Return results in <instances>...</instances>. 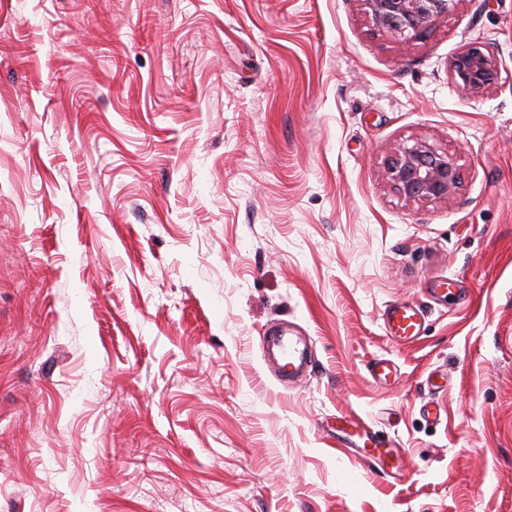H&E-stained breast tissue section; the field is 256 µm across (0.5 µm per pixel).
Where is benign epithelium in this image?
<instances>
[{
  "instance_id": "1",
  "label": "benign epithelium",
  "mask_w": 512,
  "mask_h": 512,
  "mask_svg": "<svg viewBox=\"0 0 512 512\" xmlns=\"http://www.w3.org/2000/svg\"><path fill=\"white\" fill-rule=\"evenodd\" d=\"M372 26L405 44L419 36L434 21L448 16L461 0H360ZM458 85L477 94L498 78L499 61L493 52L471 43L450 62ZM386 177L399 194L410 200L448 198L460 183L454 159L433 146L416 141L401 144L386 168Z\"/></svg>"
}]
</instances>
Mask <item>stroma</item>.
I'll list each match as a JSON object with an SVG mask.
<instances>
[{"label":"stroma","instance_id":"35a3bbf8","mask_svg":"<svg viewBox=\"0 0 512 512\" xmlns=\"http://www.w3.org/2000/svg\"><path fill=\"white\" fill-rule=\"evenodd\" d=\"M417 140L448 198L385 179ZM279 323L312 345L291 389ZM0 512H512V0L403 48L360 0H0ZM450 70L464 91L477 94L495 83L499 74V61L493 52L484 51L481 46L471 43L454 56ZM386 177L410 200L446 199L460 183L454 159L422 141L399 145L387 165ZM386 337L397 345H410L422 336L424 313L414 304L396 303L386 306L381 314ZM348 418H339V431L342 432L352 442L364 448L367 464H379L382 467H392L400 455V448H391L385 446L376 432L372 430L364 421L358 417L349 415Z\"/></svg>","mask_w":512,"mask_h":512}]
</instances>
